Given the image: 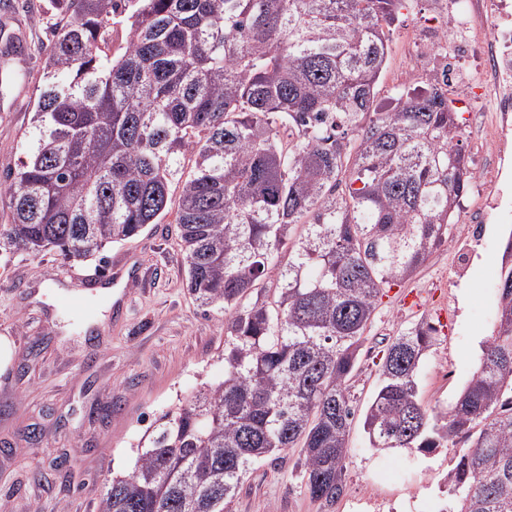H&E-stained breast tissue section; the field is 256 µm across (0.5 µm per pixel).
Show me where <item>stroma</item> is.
<instances>
[{
	"instance_id": "obj_1",
	"label": "stroma",
	"mask_w": 512,
	"mask_h": 512,
	"mask_svg": "<svg viewBox=\"0 0 512 512\" xmlns=\"http://www.w3.org/2000/svg\"><path fill=\"white\" fill-rule=\"evenodd\" d=\"M0 8V177L16 166L31 126L53 21L47 0H12ZM435 0H411L390 31V49L377 84L379 104L439 63L421 40ZM498 223L482 225L473 242H447L409 280L384 297L349 382L354 405L365 408L379 383L380 358L393 336L446 313L418 375L424 405L448 407L472 375L495 322L503 251L512 233V186ZM140 267L144 282L127 288L121 320L91 294L84 316L64 298L110 281L117 257ZM419 298L405 304L406 294ZM0 336L12 357L0 368V512H99L104 480L131 471L137 445L161 414L201 384L224 378V314L202 308L188 292L174 215L136 238L107 246L101 262L69 264L54 252L31 255L0 238ZM39 441L29 442L27 426ZM347 495L337 512H439L455 450L378 451L362 419L349 434ZM297 450L256 464L228 512H319L296 466Z\"/></svg>"
}]
</instances>
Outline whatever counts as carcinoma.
I'll return each mask as SVG.
<instances>
[{"instance_id":"obj_1","label":"carcinoma","mask_w":512,"mask_h":512,"mask_svg":"<svg viewBox=\"0 0 512 512\" xmlns=\"http://www.w3.org/2000/svg\"><path fill=\"white\" fill-rule=\"evenodd\" d=\"M403 4L50 0L45 85L0 182L12 213L0 238L83 263L159 223L177 188L188 290L224 312V380L155 421L100 512H226L251 465L292 449L321 512L347 494L349 381L367 327L457 230L474 183L448 88L412 81L376 106ZM272 266L277 294L243 306ZM435 343L420 322L386 346L369 445L461 442L456 512H512V266L479 363L440 410L417 383Z\"/></svg>"}]
</instances>
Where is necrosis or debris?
Returning <instances> with one entry per match:
<instances>
[{"label":"necrosis or debris","instance_id":"1","mask_svg":"<svg viewBox=\"0 0 512 512\" xmlns=\"http://www.w3.org/2000/svg\"><path fill=\"white\" fill-rule=\"evenodd\" d=\"M447 12L449 54L480 51L473 84L492 100L491 110L474 111L471 122L476 178L486 205L479 214L461 216L462 223L485 224L512 182V0H450Z\"/></svg>","mask_w":512,"mask_h":512}]
</instances>
